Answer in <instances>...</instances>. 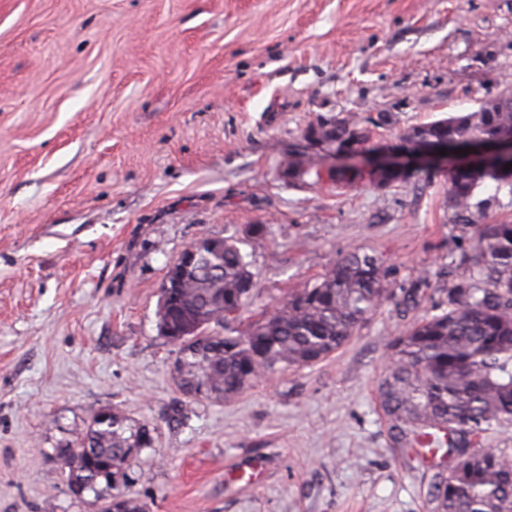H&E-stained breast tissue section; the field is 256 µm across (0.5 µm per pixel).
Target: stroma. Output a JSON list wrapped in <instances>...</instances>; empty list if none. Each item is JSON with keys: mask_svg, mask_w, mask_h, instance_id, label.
<instances>
[{"mask_svg": "<svg viewBox=\"0 0 512 512\" xmlns=\"http://www.w3.org/2000/svg\"><path fill=\"white\" fill-rule=\"evenodd\" d=\"M507 86L512 0H0V512H101L57 451L103 408L154 432L123 488L145 512H435L379 384L470 229L447 165L339 184L301 132L386 112L390 146ZM230 237L257 280L235 333L355 248L427 289L311 366L201 401L173 380L160 288L185 245Z\"/></svg>", "mask_w": 512, "mask_h": 512, "instance_id": "stroma-1", "label": "stroma"}]
</instances>
